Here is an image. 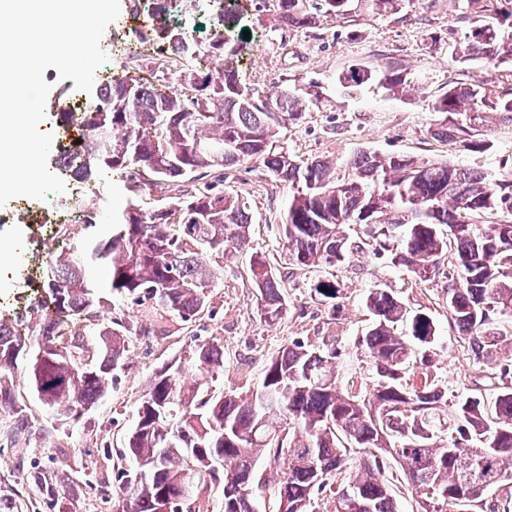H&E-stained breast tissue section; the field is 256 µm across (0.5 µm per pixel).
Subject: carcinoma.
<instances>
[{"label":"carcinoma","instance_id":"carcinoma-1","mask_svg":"<svg viewBox=\"0 0 512 512\" xmlns=\"http://www.w3.org/2000/svg\"><path fill=\"white\" fill-rule=\"evenodd\" d=\"M154 22L140 39L199 66L180 76L182 89L163 90L167 70L121 78L95 91L79 127L86 149L75 174L126 169L124 209L112 216L83 205L84 224L109 229L85 239L46 275L41 299L0 320V406L10 408L0 441L28 430L27 406L14 395L18 363L29 385L42 380L50 409L79 421L105 399L133 340L166 332L211 305L224 255L248 241L252 216L244 198L203 182L211 172L256 163L288 185L280 224L288 264L314 274L321 302L341 295L325 272L364 250L388 255L393 266L425 290L443 276L441 292L473 366L492 389L448 396L434 365L436 327L392 292L364 297L368 326L344 347L334 335L292 340L269 357L246 388L228 390L224 342L196 341L152 372L134 426L119 457V490L83 467L55 470L16 459L17 486L0 488V512H53L71 502L74 487L94 484L118 501L115 512H158L166 496L178 512H260L268 497L277 512H401L393 481L404 484L416 512H456L460 497L481 507L488 493L512 483V172L492 173L410 155L359 150L345 161H304L283 131L297 125L320 96L271 82L262 97L244 86L235 63L244 43L235 37L244 14L220 10L207 45L162 22L170 0H153ZM405 0H251L272 13L275 31L305 29L319 17L355 12L382 15ZM476 14L472 31L450 28L455 59L512 64V0H461ZM376 87L396 94L411 84L398 66L371 73ZM437 114L427 134L470 153L491 145L475 138L478 120L495 113L512 122V82L496 92L472 74L435 96L421 92ZM197 182L193 193L163 206L142 204V186ZM109 271L111 295L140 307V319L103 313L107 302L94 271ZM257 314L267 326L289 308L285 275L266 254L250 257ZM365 365L345 377L349 356ZM294 457L285 459V450ZM491 486L472 487L467 475Z\"/></svg>","mask_w":512,"mask_h":512}]
</instances>
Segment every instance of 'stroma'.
<instances>
[{"instance_id": "obj_1", "label": "stroma", "mask_w": 512, "mask_h": 512, "mask_svg": "<svg viewBox=\"0 0 512 512\" xmlns=\"http://www.w3.org/2000/svg\"><path fill=\"white\" fill-rule=\"evenodd\" d=\"M472 15L460 0H410L391 15H361L345 22L320 19L314 27L298 29L286 37L272 33L274 18H249L247 47L239 63L240 73L256 93H263L270 79L281 77L299 88L316 86L320 99L310 105L302 123L288 129L289 149L304 159L346 158L360 148L381 153L423 156L447 160L459 166L499 171L512 164V124L493 119L480 127L481 138L492 147L482 154L457 152L429 137L427 129L434 113L428 112L420 90L436 94L448 83L465 80L467 74L483 76L489 87H500L512 68L478 60L464 65L453 57L455 44L449 29L466 32ZM398 65L410 73L413 84L392 96L375 88L357 95L341 94L339 76L353 67L378 70ZM121 171H99L94 178L76 183L69 192L49 195L48 217L67 224L68 231L44 241L39 249L27 247L30 227L26 224L0 226V319L37 299L43 274L57 258L89 235L78 224L71 198L89 201L106 197L110 206L125 204L127 193ZM226 190L244 197L251 206L252 232L244 250L224 260V272L213 290L211 307L189 322L173 321L170 332L152 336L129 347V366L119 374L109 396L79 422L61 423L38 401H31L33 427L12 449L11 458L40 460L51 443H58V465L71 463L67 449L82 438L88 452L84 464L115 479L112 465L98 454L102 445L113 453L124 448L135 421L136 401L152 371L178 356L191 341L220 338L224 341V385L245 386L255 381L266 358L296 338L333 334L350 341L364 325L363 298L368 289L393 290L413 309L423 308L433 319L438 334L433 350L440 375L450 391L469 387L474 375L461 339L448 323V303L439 289L423 292L410 284L402 270L388 257L366 255L336 267L344 293L335 304H321L312 297L303 274L290 279L288 289L294 306L282 324L263 326L256 314V293L249 278L252 252L261 251L284 261L280 224L288 198V187L269 179L254 164L228 171Z\"/></svg>"}]
</instances>
